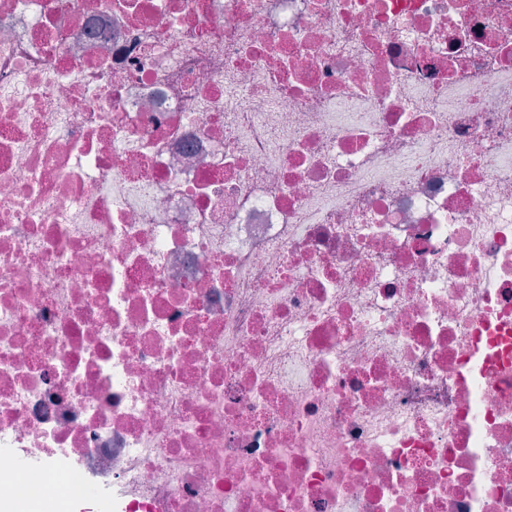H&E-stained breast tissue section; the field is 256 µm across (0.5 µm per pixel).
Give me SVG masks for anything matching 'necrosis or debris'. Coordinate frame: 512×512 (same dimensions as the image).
<instances>
[{
  "instance_id": "1",
  "label": "necrosis or debris",
  "mask_w": 512,
  "mask_h": 512,
  "mask_svg": "<svg viewBox=\"0 0 512 512\" xmlns=\"http://www.w3.org/2000/svg\"><path fill=\"white\" fill-rule=\"evenodd\" d=\"M0 512H512V0H0Z\"/></svg>"
}]
</instances>
